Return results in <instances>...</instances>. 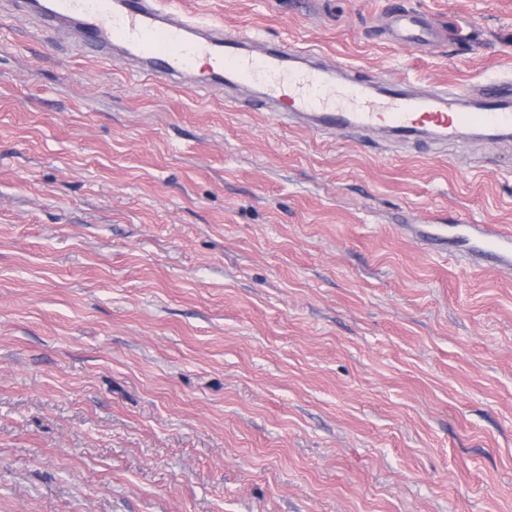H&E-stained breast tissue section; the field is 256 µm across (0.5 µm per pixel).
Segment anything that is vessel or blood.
I'll list each match as a JSON object with an SVG mask.
<instances>
[{"label": "vessel or blood", "instance_id": "vessel-or-blood-1", "mask_svg": "<svg viewBox=\"0 0 512 512\" xmlns=\"http://www.w3.org/2000/svg\"><path fill=\"white\" fill-rule=\"evenodd\" d=\"M15 2L43 28L79 31L78 54L107 62L122 55L132 63L131 75L145 81L187 75L199 58L211 59L216 84L263 82V97L283 122L301 123L326 135L385 129L410 136L428 128L460 138L473 130L512 133V107L492 92L477 112L454 109L453 101L464 92L446 87L421 96L397 89L377 105L366 99L364 83L351 78L342 91L351 109L336 107L326 95L331 71L319 68L302 74L289 69V59L301 55L298 48L262 45L252 32L172 11L165 0ZM480 239L474 258L503 263L512 257V226H481Z\"/></svg>", "mask_w": 512, "mask_h": 512}]
</instances>
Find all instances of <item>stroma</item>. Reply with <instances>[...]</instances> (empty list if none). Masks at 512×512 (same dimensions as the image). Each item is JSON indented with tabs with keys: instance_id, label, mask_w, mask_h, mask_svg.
Returning a JSON list of instances; mask_svg holds the SVG:
<instances>
[{
	"instance_id": "stroma-1",
	"label": "stroma",
	"mask_w": 512,
	"mask_h": 512,
	"mask_svg": "<svg viewBox=\"0 0 512 512\" xmlns=\"http://www.w3.org/2000/svg\"><path fill=\"white\" fill-rule=\"evenodd\" d=\"M171 3L512 93V0ZM7 11L0 512H512V264L464 255L512 225V137L332 138Z\"/></svg>"
}]
</instances>
